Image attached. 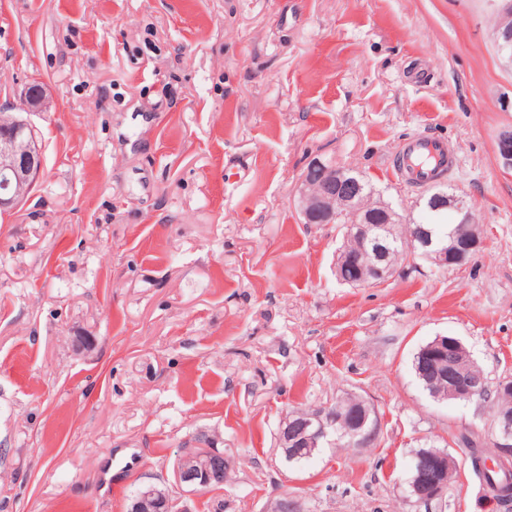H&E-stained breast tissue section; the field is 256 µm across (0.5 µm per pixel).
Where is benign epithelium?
<instances>
[{"label":"benign epithelium","mask_w":512,"mask_h":512,"mask_svg":"<svg viewBox=\"0 0 512 512\" xmlns=\"http://www.w3.org/2000/svg\"><path fill=\"white\" fill-rule=\"evenodd\" d=\"M45 104V94L24 97L0 112V211H8L23 201L20 188L30 184L42 164L41 150L30 134V127L20 118ZM312 164L321 169V177L313 181L303 175L297 186L299 212L305 224L322 222L332 224L342 209L350 213L351 221L346 224V236L356 238L373 246L376 258L361 270L357 283L378 284L389 278L391 269L382 265V253L386 250L393 220L388 218L378 224L368 214L369 208L361 203L359 191L347 189L341 192L343 180L337 173L336 165L325 164L315 159ZM463 236V251L457 261L477 251L482 244L481 234L467 221ZM486 389L481 376L466 375L462 372H448V398L455 401H471ZM372 410L359 404L341 408L330 406L315 412H294L281 424L278 448L284 457H291L300 451L311 456L328 440L336 423L347 422L343 436L350 446L359 445L376 431L371 421ZM492 432L497 439L498 458L512 459V413L501 411L494 418ZM228 465L224 450L220 448H186L179 455L174 468V481L168 483H146L132 500L130 512H155L161 505L182 512L179 500L173 499V489L182 492H204L206 488L220 482ZM411 467L417 472L408 489L409 497L416 504L430 503L444 494L448 487V472L456 467L455 459L445 451L432 449L412 460Z\"/></svg>","instance_id":"obj_1"}]
</instances>
